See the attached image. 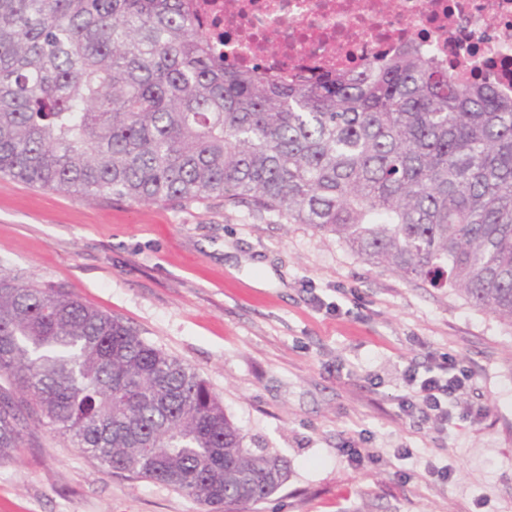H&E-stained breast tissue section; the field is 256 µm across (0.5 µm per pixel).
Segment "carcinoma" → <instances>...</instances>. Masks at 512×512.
<instances>
[{
    "mask_svg": "<svg viewBox=\"0 0 512 512\" xmlns=\"http://www.w3.org/2000/svg\"><path fill=\"white\" fill-rule=\"evenodd\" d=\"M0 173L248 202L512 326V96L432 52L288 79L236 67L190 0H0ZM29 418L211 512L288 476L195 370L0 262V465L32 442Z\"/></svg>",
    "mask_w": 512,
    "mask_h": 512,
    "instance_id": "carcinoma-1",
    "label": "carcinoma"
}]
</instances>
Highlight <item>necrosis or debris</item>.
I'll use <instances>...</instances> for the list:
<instances>
[{
    "label": "necrosis or debris",
    "instance_id": "obj_1",
    "mask_svg": "<svg viewBox=\"0 0 512 512\" xmlns=\"http://www.w3.org/2000/svg\"><path fill=\"white\" fill-rule=\"evenodd\" d=\"M240 65L349 70L407 46L437 51L512 95V0H194Z\"/></svg>",
    "mask_w": 512,
    "mask_h": 512
}]
</instances>
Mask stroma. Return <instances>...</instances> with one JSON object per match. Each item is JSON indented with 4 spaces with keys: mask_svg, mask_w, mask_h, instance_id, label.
Returning <instances> with one entry per match:
<instances>
[{
    "mask_svg": "<svg viewBox=\"0 0 512 512\" xmlns=\"http://www.w3.org/2000/svg\"><path fill=\"white\" fill-rule=\"evenodd\" d=\"M0 261L206 379L245 446L288 465L249 512H512V326L452 291L245 203L86 200L8 176ZM448 353L472 376L475 415L439 432L402 413V373ZM33 432L38 446L0 466V512H209Z\"/></svg>",
    "mask_w": 512,
    "mask_h": 512,
    "instance_id": "35a3bbf8",
    "label": "stroma"
}]
</instances>
